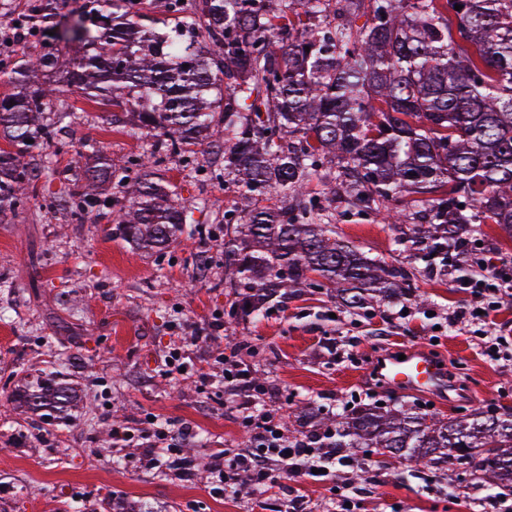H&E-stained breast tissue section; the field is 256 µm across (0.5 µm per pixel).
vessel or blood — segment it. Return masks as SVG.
Masks as SVG:
<instances>
[{"instance_id": "1", "label": "vessel or blood", "mask_w": 512, "mask_h": 512, "mask_svg": "<svg viewBox=\"0 0 512 512\" xmlns=\"http://www.w3.org/2000/svg\"><path fill=\"white\" fill-rule=\"evenodd\" d=\"M376 366L396 389L448 394L450 385L445 370L438 367L423 349L406 351L404 357L393 355L377 360Z\"/></svg>"}]
</instances>
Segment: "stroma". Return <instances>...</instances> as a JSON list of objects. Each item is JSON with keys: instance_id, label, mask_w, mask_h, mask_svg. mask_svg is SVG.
Instances as JSON below:
<instances>
[{"instance_id": "obj_1", "label": "stroma", "mask_w": 512, "mask_h": 512, "mask_svg": "<svg viewBox=\"0 0 512 512\" xmlns=\"http://www.w3.org/2000/svg\"><path fill=\"white\" fill-rule=\"evenodd\" d=\"M69 101L81 118L63 138L115 161L145 157L146 139L114 131L108 106L77 92ZM74 161V152L58 154L56 175L41 179L16 215L0 219V512H105L108 501L118 512H292L288 492L232 496L212 482L215 457L249 445L242 421L250 399L225 384L218 363L232 349L290 416L307 405L332 415L360 400L400 402L444 418L465 406L512 409V294L477 299L457 276L421 274L417 300L385 316L353 315L325 291H307L228 336L219 328L231 302L223 217L238 197L215 178L205 153L168 165V178L194 209L197 234L157 254L112 239L95 215L79 224L55 205L57 174ZM335 208L337 237L370 257L400 260L395 226ZM471 239L474 258L512 267V240L497 225H475ZM475 304L490 309V323L454 321V312ZM175 340L188 372L173 382L159 369ZM413 346L434 348L447 368L465 364L467 393L449 399L369 389L362 354ZM49 371L76 390L72 423L62 431L52 409L37 414L14 400ZM87 406L95 420L83 417ZM153 416L180 430L175 452L193 459V476L145 464L142 439L113 443V426L140 430ZM455 479L449 466L419 478L409 463L388 458L369 466L356 457L335 481L296 487L306 512H337L339 487L354 512H486L485 489L449 491Z\"/></svg>"}]
</instances>
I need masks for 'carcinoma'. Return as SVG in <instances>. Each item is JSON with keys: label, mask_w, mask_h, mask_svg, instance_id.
<instances>
[{"label": "carcinoma", "mask_w": 512, "mask_h": 512, "mask_svg": "<svg viewBox=\"0 0 512 512\" xmlns=\"http://www.w3.org/2000/svg\"><path fill=\"white\" fill-rule=\"evenodd\" d=\"M145 0H95L61 20L55 0L25 28L55 31L26 60L0 56L15 91L0 95V215L35 196L52 171L47 148L72 143L75 91L133 116L112 125L148 138L149 157L187 159L204 144L238 190L224 219V321L239 322L324 289L356 314L416 298V267L430 278L464 270L473 224L512 240V0H166L179 23L157 33L132 21ZM462 9L457 11L455 6ZM82 54L61 82L34 80L58 45ZM65 171L71 219L81 222L128 189L110 235L161 251L191 239L192 211L177 187L139 159L120 164L77 151ZM333 183L350 211L399 226L407 262L386 263L336 238L308 193ZM336 455L391 456L423 466L450 461L465 479L512 493V411L440 418L403 405L356 404L305 431Z\"/></svg>", "instance_id": "obj_1"}]
</instances>
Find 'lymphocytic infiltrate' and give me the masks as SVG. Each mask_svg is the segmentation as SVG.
Masks as SVG:
<instances>
[{
    "instance_id": "f902f5d3",
    "label": "lymphocytic infiltrate",
    "mask_w": 512,
    "mask_h": 512,
    "mask_svg": "<svg viewBox=\"0 0 512 512\" xmlns=\"http://www.w3.org/2000/svg\"><path fill=\"white\" fill-rule=\"evenodd\" d=\"M224 373L240 389L250 392L253 408L244 423L248 429L249 449L234 454L230 463L215 462L212 474L225 493L240 495L238 472L249 473L257 486H274L285 479L311 475L313 469L335 473V456L323 453L317 441L291 440L283 436L282 414L269 402L268 387L256 386L243 364L224 358Z\"/></svg>"
}]
</instances>
